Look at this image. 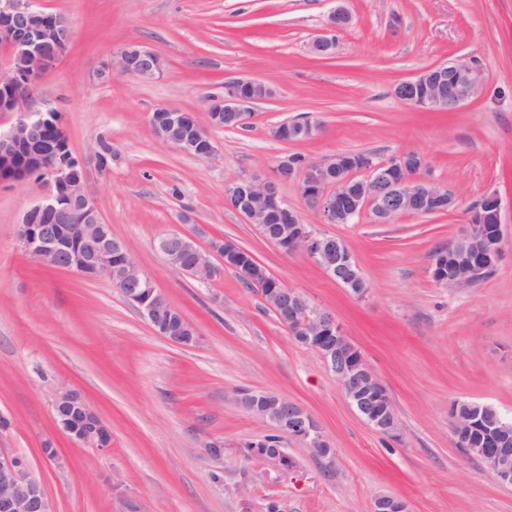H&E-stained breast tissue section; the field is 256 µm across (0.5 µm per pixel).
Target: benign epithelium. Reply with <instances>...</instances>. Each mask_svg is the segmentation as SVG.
<instances>
[{"instance_id":"1","label":"benign epithelium","mask_w":512,"mask_h":512,"mask_svg":"<svg viewBox=\"0 0 512 512\" xmlns=\"http://www.w3.org/2000/svg\"><path fill=\"white\" fill-rule=\"evenodd\" d=\"M325 29L308 44L317 57L336 52V32L353 25L354 17L336 0ZM73 29L67 18L49 14L39 0H0V45L9 51L7 75L0 78V113L18 112L17 121L0 132V184L37 176L46 180L44 199L30 207L17 224V239L41 266L74 273L88 280H109L124 298L134 303L154 331L168 341L189 347L198 340L188 322L176 327L174 309L160 303L158 296L142 297L150 278L132 259L112 273V253L125 247L112 235L94 198L86 187L84 164L75 159L65 130L53 112H23V98L15 82L41 79L68 52ZM163 73L161 58L151 50L129 44L118 51L99 73V78L131 76L152 80ZM486 72L474 56L450 57L397 86L393 94L407 106L423 112H457L478 99L486 86ZM274 95L265 82L239 77L224 82V95L206 99L209 125L226 123L242 129L253 124L257 103ZM156 137L182 153L211 162L219 157L208 129L194 111L157 107L150 116ZM320 121L308 118L292 126V135L311 139L320 131ZM423 158L401 152L378 161L366 154L352 163L341 164L339 155L297 163L285 156L267 176H246L224 184V207L253 224L277 245L288 233L290 253H301L347 291L362 298L370 292L349 243L328 233H314L304 224L299 211L284 198L282 186L296 182L305 202L322 224H350L367 212L377 224H391L404 215L428 216L458 206L455 193L420 174ZM285 225L270 226L272 213ZM85 224L84 233L74 236L71 224ZM501 203L496 192L486 193L477 207L469 210L466 230L448 247L447 261H431L430 274L442 288L472 285L487 268H497L504 255ZM158 248L168 265L181 270L189 256V273L206 284L220 275V265L240 261L238 248L210 245L203 248L182 230L160 237ZM267 307L288 328L290 336L322 341L318 355L338 382L359 417L377 434L394 439L399 433V416L391 397L361 352L344 336L335 317L317 310L298 292L284 285L263 296ZM237 403L255 417L271 421L277 431L305 442L326 468L336 466V450L321 433L313 417L298 403L280 395L251 390L239 394ZM54 419L76 445L109 447L111 429L87 406L80 395L69 392L53 402ZM448 419L455 443L481 462L503 487H512V422L486 404L454 401ZM264 465L288 468L285 449L276 447L260 454ZM0 512H55L41 483L30 475L26 463L0 455ZM372 512H407L406 504L392 495L378 496Z\"/></svg>"}]
</instances>
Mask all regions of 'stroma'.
I'll return each mask as SVG.
<instances>
[{
	"instance_id": "obj_1",
	"label": "stroma",
	"mask_w": 512,
	"mask_h": 512,
	"mask_svg": "<svg viewBox=\"0 0 512 512\" xmlns=\"http://www.w3.org/2000/svg\"><path fill=\"white\" fill-rule=\"evenodd\" d=\"M74 31L67 55L22 109L58 112L69 149L112 234L199 341L158 336L105 279L38 265L16 226L46 193L36 177L0 185V454L25 460L56 512H371L381 494L409 512H512L500 486L457 448L448 406L489 404L512 417V0H347L355 17L336 54L309 55L335 0H42ZM161 56V77L100 79L124 46ZM479 57L484 93L457 112H422L394 86L448 57ZM259 78L275 94L252 127L211 129L221 153L211 163L158 140L149 118L161 105L197 111L226 80ZM306 115L322 123L310 140L283 142L275 126ZM112 165L91 158L99 137ZM380 159L412 151L425 175L454 192V211L403 216L392 224L362 214L320 224L297 184L282 193L304 223L351 246L371 291L350 295L302 254L283 253L224 206V183L270 174L300 153ZM501 199L504 257L493 274L464 288L429 275L433 253L451 244L467 210L487 192ZM179 229L202 246L227 237L310 304L332 314L386 387L399 414L397 438L376 434L353 410L319 355L292 340L258 289L225 270L203 286L172 269L156 248ZM262 390L293 399L336 450L326 469L306 445L283 437L293 468L258 475L242 448L273 434L272 423L236 396ZM79 393L112 429L105 450L73 444L52 402ZM224 445L213 457L211 444ZM53 444L59 459L43 454Z\"/></svg>"
}]
</instances>
